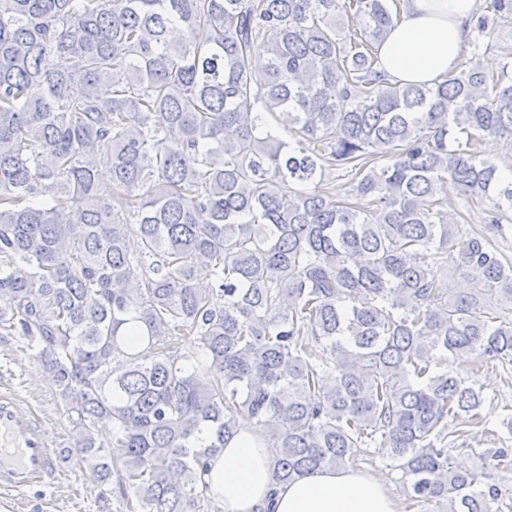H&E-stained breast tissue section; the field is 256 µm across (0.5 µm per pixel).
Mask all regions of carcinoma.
Returning a JSON list of instances; mask_svg holds the SVG:
<instances>
[{
    "instance_id": "carcinoma-1",
    "label": "carcinoma",
    "mask_w": 512,
    "mask_h": 512,
    "mask_svg": "<svg viewBox=\"0 0 512 512\" xmlns=\"http://www.w3.org/2000/svg\"><path fill=\"white\" fill-rule=\"evenodd\" d=\"M400 7L0 0V329L38 348L76 453L130 512H204L241 418L276 485L386 448L416 505L512 500L450 462L483 397L445 359L512 364V261L458 240L437 197L485 200L506 235L512 180L481 144L512 152V52L392 83L378 48ZM507 18L485 0L474 49Z\"/></svg>"
}]
</instances>
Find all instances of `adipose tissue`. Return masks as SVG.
I'll list each match as a JSON object with an SVG mask.
<instances>
[{"mask_svg": "<svg viewBox=\"0 0 512 512\" xmlns=\"http://www.w3.org/2000/svg\"><path fill=\"white\" fill-rule=\"evenodd\" d=\"M479 6L480 0H406L380 46L381 71L402 84L442 81L457 65ZM205 480L224 512H399L382 481L347 466L274 486L269 453L247 419L210 459Z\"/></svg>", "mask_w": 512, "mask_h": 512, "instance_id": "obj_1", "label": "adipose tissue"}]
</instances>
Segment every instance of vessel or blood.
Returning a JSON list of instances; mask_svg holds the SVG:
<instances>
[{"label":"vessel or blood","mask_w":512,"mask_h":512,"mask_svg":"<svg viewBox=\"0 0 512 512\" xmlns=\"http://www.w3.org/2000/svg\"><path fill=\"white\" fill-rule=\"evenodd\" d=\"M59 462L39 419L21 410L12 394L0 393V491L24 493L52 483Z\"/></svg>","instance_id":"1"}]
</instances>
